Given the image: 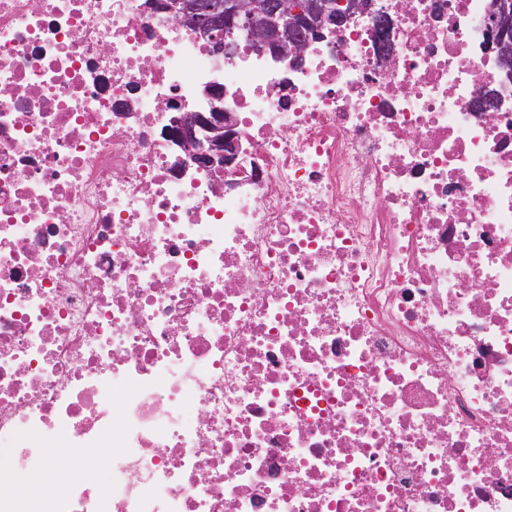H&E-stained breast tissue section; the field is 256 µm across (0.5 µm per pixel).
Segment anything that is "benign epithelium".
I'll list each match as a JSON object with an SVG mask.
<instances>
[{
  "mask_svg": "<svg viewBox=\"0 0 512 512\" xmlns=\"http://www.w3.org/2000/svg\"><path fill=\"white\" fill-rule=\"evenodd\" d=\"M160 8L179 25L195 28L219 49L232 47L236 30L250 32L254 50L281 57L300 56L327 32L348 28L361 14H372L385 29L391 19L375 10L374 0H160ZM498 56L512 65V0H497L491 14ZM220 94L210 112H175L170 123L176 147L200 169L224 172L238 142Z\"/></svg>",
  "mask_w": 512,
  "mask_h": 512,
  "instance_id": "1",
  "label": "benign epithelium"
}]
</instances>
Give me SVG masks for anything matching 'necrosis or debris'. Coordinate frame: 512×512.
Segmentation results:
<instances>
[{"label": "necrosis or debris", "instance_id": "obj_1", "mask_svg": "<svg viewBox=\"0 0 512 512\" xmlns=\"http://www.w3.org/2000/svg\"><path fill=\"white\" fill-rule=\"evenodd\" d=\"M376 9L275 59L0 0V512H512V76L490 0ZM211 112H174L170 123L176 147L200 169L223 173L237 151L238 142L229 112L215 93Z\"/></svg>", "mask_w": 512, "mask_h": 512}]
</instances>
